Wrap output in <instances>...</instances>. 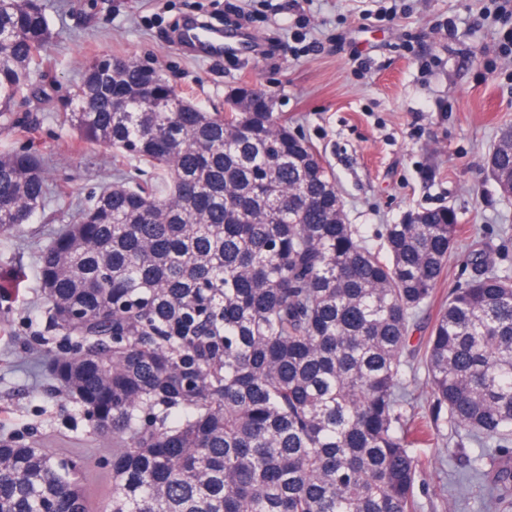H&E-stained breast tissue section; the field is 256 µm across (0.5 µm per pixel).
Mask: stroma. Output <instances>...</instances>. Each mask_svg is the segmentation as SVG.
I'll list each match as a JSON object with an SVG mask.
<instances>
[{
    "label": "stroma",
    "mask_w": 512,
    "mask_h": 512,
    "mask_svg": "<svg viewBox=\"0 0 512 512\" xmlns=\"http://www.w3.org/2000/svg\"><path fill=\"white\" fill-rule=\"evenodd\" d=\"M54 39L32 76L33 90L0 122V146L35 151L62 195L20 234L0 235V440L77 448L108 472L110 442L90 434L78 409L50 391L42 363L46 304L41 248L75 219L95 192L148 165L81 139L65 120L86 63L111 54L161 68L178 93L204 109L241 86L265 90L289 129L309 141L333 173L344 220L366 245L412 212L452 208L461 246L433 301L416 314L419 346L452 288L466 282L470 247L512 269V199L502 197L485 160L500 127L512 124V53L504 29L487 20L493 0H396L394 19L375 21L373 0H45ZM240 21L238 55L201 59L178 46L182 18ZM472 446L421 449V512H448Z\"/></svg>",
    "instance_id": "35a3bbf8"
}]
</instances>
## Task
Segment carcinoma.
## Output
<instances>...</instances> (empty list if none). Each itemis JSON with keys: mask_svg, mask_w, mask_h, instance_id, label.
Instances as JSON below:
<instances>
[{"mask_svg": "<svg viewBox=\"0 0 512 512\" xmlns=\"http://www.w3.org/2000/svg\"><path fill=\"white\" fill-rule=\"evenodd\" d=\"M41 0H0V118L52 39ZM209 112L161 70L85 66L68 122L154 169L105 185L40 252L49 326L74 343L46 368L112 450L111 512H419L415 446L449 427L494 446L469 464L512 512V271L484 252L409 349L460 225L451 208L384 225L368 248L336 216V179L252 89ZM512 124L487 170L512 175ZM43 161L0 149V234L53 193ZM434 427L415 406L417 366ZM90 512L76 465L0 441V512Z\"/></svg>", "mask_w": 512, "mask_h": 512, "instance_id": "cac0c4a2", "label": "carcinoma"}]
</instances>
